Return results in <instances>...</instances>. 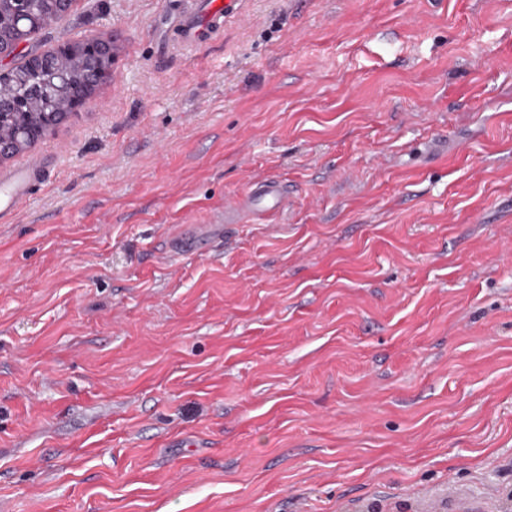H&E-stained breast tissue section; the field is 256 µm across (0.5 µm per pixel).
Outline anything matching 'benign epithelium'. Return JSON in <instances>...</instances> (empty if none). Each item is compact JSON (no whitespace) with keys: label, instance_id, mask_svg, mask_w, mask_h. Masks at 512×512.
<instances>
[{"label":"benign epithelium","instance_id":"obj_1","mask_svg":"<svg viewBox=\"0 0 512 512\" xmlns=\"http://www.w3.org/2000/svg\"><path fill=\"white\" fill-rule=\"evenodd\" d=\"M9 4L13 28L6 34L0 33V60L14 55L18 46L30 39L46 26L44 10H49L52 18L66 16L74 0H0ZM112 41L91 36L81 42L68 43L44 52L28 54L23 61L0 69L1 82H19L33 72H40L56 65L63 55L80 57L88 63L84 70L81 86L59 94L52 102L51 110L40 114L35 124L29 122L26 112L28 103H12L11 111H0V163L20 155L56 129L78 115L77 109L87 104L96 89L112 77Z\"/></svg>","mask_w":512,"mask_h":512}]
</instances>
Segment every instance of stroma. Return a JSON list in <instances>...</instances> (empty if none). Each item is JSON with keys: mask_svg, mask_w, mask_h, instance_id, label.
Listing matches in <instances>:
<instances>
[{"mask_svg": "<svg viewBox=\"0 0 512 512\" xmlns=\"http://www.w3.org/2000/svg\"><path fill=\"white\" fill-rule=\"evenodd\" d=\"M239 2L14 54L114 48L0 164V512H512V0ZM236 0H189V9L181 24L180 37L189 45L197 43L203 25H211L216 31L224 23V17L235 10ZM28 172L18 169L0 179V217L18 208L27 192ZM289 201L288 187L276 178L253 184L240 204L231 205L230 210L254 211L270 214L283 210Z\"/></svg>", "mask_w": 512, "mask_h": 512, "instance_id": "stroma-1", "label": "stroma"}]
</instances>
